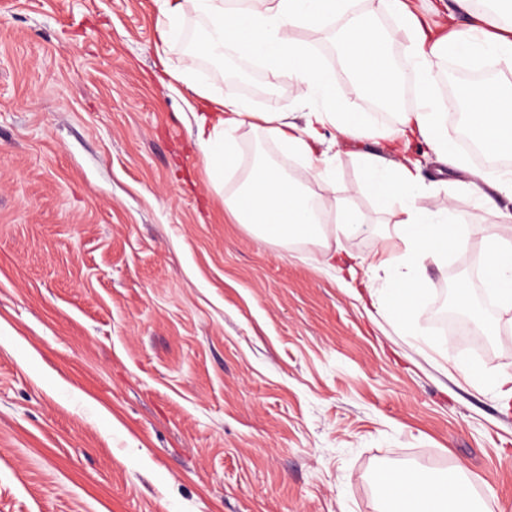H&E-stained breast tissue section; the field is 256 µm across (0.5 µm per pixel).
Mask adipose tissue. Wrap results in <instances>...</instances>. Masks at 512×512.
<instances>
[{
	"label": "adipose tissue",
	"mask_w": 512,
	"mask_h": 512,
	"mask_svg": "<svg viewBox=\"0 0 512 512\" xmlns=\"http://www.w3.org/2000/svg\"><path fill=\"white\" fill-rule=\"evenodd\" d=\"M352 0H272L259 11L231 9L225 0H163L165 21L159 26L161 42L178 35V21L186 6L208 20L195 48L199 58H218L231 48L249 61H264L287 67L296 78L297 97L305 108L302 122L290 119L277 106L254 110L238 97H214L192 67L173 69L168 58H160L163 72L191 93L190 110L195 122L196 143L208 161V178L221 188L228 173L238 167L237 131L246 125L261 127L265 137L289 154L328 167V132L345 138L383 136L390 143V157L365 153L358 163L367 192L379 211L398 208L399 218L392 235L400 244L398 253L385 257L378 268L385 275L387 294L379 296L373 283L365 289L372 308L388 304L394 326L413 333L419 304L426 292L415 276L416 267L441 264L449 251L462 245L472 233H480L485 247L483 280L494 296L512 307V240L499 232V222L512 212L497 210L495 197L512 198V171L498 175L492 187H485L480 172H472L464 188L480 207L496 209L493 225L476 226L458 213L450 199L433 210L416 207L415 198L426 186L420 167L412 158L413 144L422 143L438 161L458 165L459 149L446 126L448 116L435 92V64L443 59H489L512 72V0H493L490 9L479 10L474 0H455L456 10L448 14L455 21L464 14L468 22L451 37L436 36L422 22L408 0H370L372 11L397 16V31H380L361 15L352 13ZM339 21L345 48L344 64L350 73L347 91L336 88V79L308 48L296 39V29ZM406 37L408 57L418 86V103L398 113L394 127L376 131L363 113L347 109V94L384 104L394 103L399 83L392 71V45ZM471 137L489 155L512 156V86L493 79L475 81L464 90ZM225 209L236 223L250 225L265 240L292 242L322 237L323 208L310 188L271 166H255L243 186L224 200ZM436 482L429 474L412 469L393 471L381 490L391 512H404L413 500H432V512H477L470 485L462 480L449 484L447 493L434 497Z\"/></svg>",
	"instance_id": "adipose-tissue-1"
}]
</instances>
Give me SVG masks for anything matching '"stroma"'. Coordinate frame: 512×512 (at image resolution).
Here are the masks:
<instances>
[{
	"instance_id": "35a3bbf8",
	"label": "stroma",
	"mask_w": 512,
	"mask_h": 512,
	"mask_svg": "<svg viewBox=\"0 0 512 512\" xmlns=\"http://www.w3.org/2000/svg\"><path fill=\"white\" fill-rule=\"evenodd\" d=\"M163 20L160 0H0V512H379L376 471L411 466L512 512V408L485 379L512 374V308L491 313L486 356L434 330L439 289L480 287V237L417 268L428 300L403 336L355 295L394 246L358 168L385 141L337 139L318 194L365 227L340 242L355 273L320 262L334 229L278 245L233 223L224 198L265 139L240 128L239 168L211 186L158 62L189 64L207 20L186 8L166 45ZM335 30L295 36L342 90ZM224 57L260 71L255 108L301 114L288 70ZM420 162L416 206L445 186L496 223L460 186L473 161Z\"/></svg>"
}]
</instances>
